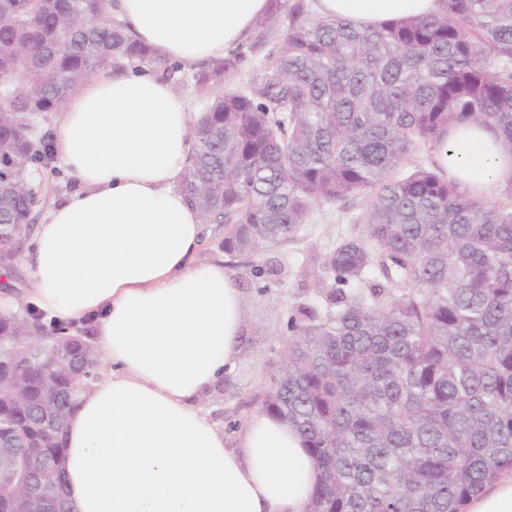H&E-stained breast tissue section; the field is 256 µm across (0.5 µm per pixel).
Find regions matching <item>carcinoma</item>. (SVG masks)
<instances>
[{"mask_svg": "<svg viewBox=\"0 0 512 512\" xmlns=\"http://www.w3.org/2000/svg\"><path fill=\"white\" fill-rule=\"evenodd\" d=\"M439 4L361 27L271 0L258 25L285 11L288 30L245 83L237 50L193 67L204 107L179 188L245 275L267 274L260 256L316 206L368 198L365 231L324 255V308L289 314L264 393L320 470L311 512H460L512 471V181L489 202L438 160L411 162L465 124L512 155V0ZM107 68L182 71L131 39L112 0H0L1 270L59 190L47 115ZM0 345V444L59 460L29 487L0 483V512H60L64 426L102 364L29 307L0 313Z\"/></svg>", "mask_w": 512, "mask_h": 512, "instance_id": "obj_1", "label": "carcinoma"}]
</instances>
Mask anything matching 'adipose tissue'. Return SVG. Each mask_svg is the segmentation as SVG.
Wrapping results in <instances>:
<instances>
[{"label":"adipose tissue","mask_w":512,"mask_h":512,"mask_svg":"<svg viewBox=\"0 0 512 512\" xmlns=\"http://www.w3.org/2000/svg\"><path fill=\"white\" fill-rule=\"evenodd\" d=\"M131 37L192 67L247 43L270 0H113ZM322 16L369 26L421 16L438 0H316ZM190 105L151 72L105 70L61 107L59 165L78 189L36 231L27 300L87 324L108 373L64 430L75 512H310L319 470L288 421L254 414L228 445L200 403L236 358L241 295L198 255L206 226L178 188ZM460 191L512 179L491 132L458 130L439 151ZM465 512H512V472Z\"/></svg>","instance_id":"adipose-tissue-1"}]
</instances>
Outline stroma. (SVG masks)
Here are the masks:
<instances>
[{
    "mask_svg": "<svg viewBox=\"0 0 512 512\" xmlns=\"http://www.w3.org/2000/svg\"><path fill=\"white\" fill-rule=\"evenodd\" d=\"M365 197L356 196L315 209L295 241L273 250L285 270L279 276L258 282L238 280L245 316L239 352L224 374V392L204 405L208 419L217 429L226 426L225 417L236 413L240 421L259 411L268 377L277 365L288 340L286 322L301 304L320 305L316 287L324 255L330 246L360 232L354 219L366 207Z\"/></svg>",
    "mask_w": 512,
    "mask_h": 512,
    "instance_id": "stroma-1",
    "label": "stroma"
}]
</instances>
